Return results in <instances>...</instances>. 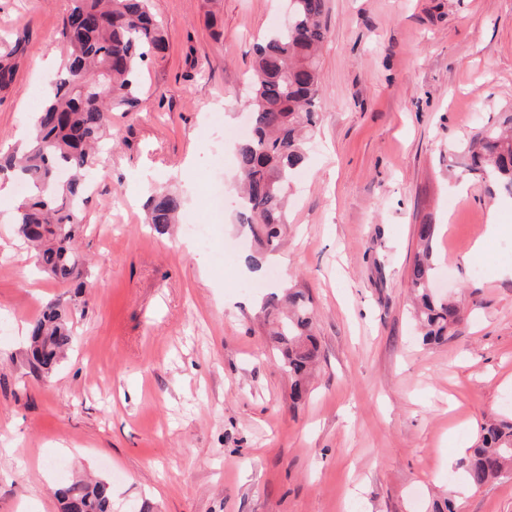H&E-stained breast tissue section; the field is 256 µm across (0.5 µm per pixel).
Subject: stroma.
<instances>
[{
    "label": "stroma",
    "instance_id": "obj_1",
    "mask_svg": "<svg viewBox=\"0 0 512 512\" xmlns=\"http://www.w3.org/2000/svg\"><path fill=\"white\" fill-rule=\"evenodd\" d=\"M68 0H0V40L26 38L0 91V154L63 60ZM168 38L139 104L112 114L76 246L83 292L25 268L0 199V512H62L55 487L111 481L112 512H512V479L473 490L458 467L490 416H512V198L448 165L512 115V0H327L318 119L262 277L237 224L238 142L254 47L283 0H150ZM224 176L222 212L206 200ZM180 193L156 232L145 203ZM504 230L486 237L489 219ZM438 227L437 280L465 314L424 344L407 270L416 229ZM189 224L215 227L199 249ZM313 300L318 360L301 400L260 307L285 287ZM74 305L75 342L34 373L23 334L47 302Z\"/></svg>",
    "mask_w": 512,
    "mask_h": 512
}]
</instances>
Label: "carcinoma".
Segmentation results:
<instances>
[{"mask_svg":"<svg viewBox=\"0 0 512 512\" xmlns=\"http://www.w3.org/2000/svg\"><path fill=\"white\" fill-rule=\"evenodd\" d=\"M289 2L288 22L256 44L248 103L253 128L237 150V220L267 250L280 245L288 185L306 160L305 135L315 124L320 91L317 51L327 35L326 0ZM59 40L67 63L35 113L31 139L23 150L0 158V173L32 187L15 214L18 237L35 248L43 272L73 282L85 279L75 243L92 166L112 135V112L136 106L141 69L166 50L167 40L149 0H69ZM23 53L20 36L0 44V89L13 83ZM463 172L511 196L512 128L481 130L464 157ZM183 205L180 195L159 190L149 197L147 223L164 230ZM436 234L437 225H418L419 249L408 271L415 319L429 343L447 339L461 320L458 304L432 289ZM263 311L273 318L270 335L281 347L282 368L299 400L318 352L310 295L295 286L284 296L272 293ZM28 339L29 367L43 374L55 370L74 340L68 308L49 302L28 325ZM460 465L473 490L512 477V419L482 425ZM58 495L64 512H112V484L106 480H75Z\"/></svg>","mask_w":512,"mask_h":512,"instance_id":"1","label":"carcinoma"}]
</instances>
